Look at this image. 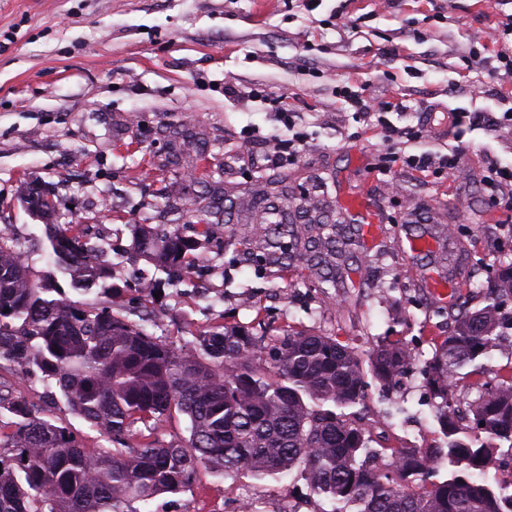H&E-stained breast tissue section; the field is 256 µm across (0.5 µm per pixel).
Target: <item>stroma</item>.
Masks as SVG:
<instances>
[{
    "instance_id": "1",
    "label": "stroma",
    "mask_w": 512,
    "mask_h": 512,
    "mask_svg": "<svg viewBox=\"0 0 512 512\" xmlns=\"http://www.w3.org/2000/svg\"><path fill=\"white\" fill-rule=\"evenodd\" d=\"M512 0H0V233L40 274L67 284L48 239L79 225L112 266V302L148 333L179 344L231 326L277 339L288 330L324 333L367 349L401 336L423 357L448 333L447 303L428 273L453 280L479 303L489 277L475 258L512 253V192L491 204L481 178L488 160L512 167V123L452 126L448 111L512 107V79L485 59ZM253 89L255 97L244 96ZM390 102L395 126L418 138L390 143L347 98ZM200 140L198 162L173 161L174 132ZM301 133L293 156L277 141ZM464 150L453 170H420L408 155ZM288 168L310 206L354 196L374 212L375 245L348 259L332 296L310 285L299 261L275 263L249 245L252 224H216L198 235L189 203L215 182L248 184L255 165ZM51 190L47 217L29 211V185ZM178 225L201 271L172 284L135 243L140 225ZM432 255L403 247L432 226ZM159 282L145 299L137 280ZM364 413L394 445L437 438L433 401L420 371L399 391L369 388ZM329 512L301 469L283 477L201 472L190 489L136 503L137 512Z\"/></svg>"
}]
</instances>
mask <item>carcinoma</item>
<instances>
[{"mask_svg":"<svg viewBox=\"0 0 512 512\" xmlns=\"http://www.w3.org/2000/svg\"><path fill=\"white\" fill-rule=\"evenodd\" d=\"M25 203L41 216L55 209L39 186L28 187ZM195 212L202 234L234 213L257 225L255 244L305 260L326 296L360 246L344 230L350 209L299 201L286 168H261L248 186L226 185L221 202ZM50 242L74 291L112 292V269L82 232L62 227ZM190 247L177 227L145 228L138 243L180 282L197 265ZM54 292L61 288L0 234V367L41 375L109 445L85 448L47 403L0 392V512H136V501L190 488L202 468L277 476L299 463L331 512H512V477L494 487L474 479L512 449V365L486 362L512 345V259L498 258L485 304L458 312L424 360L442 439L409 448L391 445L360 410L368 382L388 393L418 361L401 337L362 353L325 334L289 333L271 345L226 327L174 346L110 305ZM175 413L189 437L167 441L161 424ZM445 463L453 470L439 479Z\"/></svg>","mask_w":512,"mask_h":512,"instance_id":"cac0c4a2","label":"carcinoma"}]
</instances>
